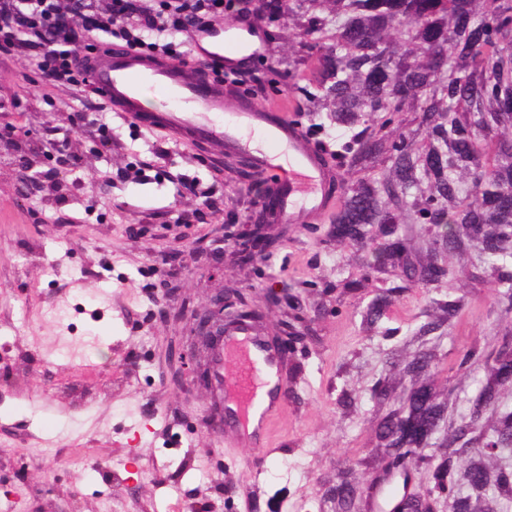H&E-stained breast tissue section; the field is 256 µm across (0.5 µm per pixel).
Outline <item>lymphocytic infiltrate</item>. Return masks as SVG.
Here are the masks:
<instances>
[{"instance_id":"lymphocytic-infiltrate-1","label":"lymphocytic infiltrate","mask_w":512,"mask_h":512,"mask_svg":"<svg viewBox=\"0 0 512 512\" xmlns=\"http://www.w3.org/2000/svg\"><path fill=\"white\" fill-rule=\"evenodd\" d=\"M289 9V0H0V58L30 57L40 76L35 92L71 86L83 98L91 91L79 56L113 36L135 50L155 32L180 36L186 45L226 16L276 18Z\"/></svg>"}]
</instances>
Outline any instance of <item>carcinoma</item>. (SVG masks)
Listing matches in <instances>:
<instances>
[{
	"label": "carcinoma",
	"instance_id": "carcinoma-1",
	"mask_svg": "<svg viewBox=\"0 0 512 512\" xmlns=\"http://www.w3.org/2000/svg\"><path fill=\"white\" fill-rule=\"evenodd\" d=\"M307 25L299 43L318 39L336 21L335 43L320 54L317 93L308 113L353 131L336 149L360 177L345 187L333 220L336 243L384 239L377 263L363 278L393 268L425 288L448 279L445 254L476 249L497 283L493 309L512 316V0H492L491 20L475 22L480 0H295ZM410 26L409 39L393 37ZM401 112L418 123L408 138L392 140ZM429 140L416 147V137ZM419 195L411 191L420 185ZM413 199H408V196ZM422 220L429 247H415L401 225ZM448 230L442 232V225ZM465 297L433 298L415 335L451 326ZM438 349L425 344L371 388L378 412L376 446L363 459L376 473H416L427 488L398 500L401 512H434L446 495L453 512H500L512 502V328L486 350L474 343L458 356V370L482 367L468 411L457 417L455 387L448 397L434 385ZM464 480L470 493L460 491ZM375 493L353 470L329 487L333 512H357Z\"/></svg>",
	"mask_w": 512,
	"mask_h": 512
}]
</instances>
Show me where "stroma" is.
I'll return each mask as SVG.
<instances>
[{
	"mask_svg": "<svg viewBox=\"0 0 512 512\" xmlns=\"http://www.w3.org/2000/svg\"><path fill=\"white\" fill-rule=\"evenodd\" d=\"M252 24L264 51L246 68L274 84L262 101L308 123L318 55H304L289 77V58L302 55L297 14ZM35 77L29 58L0 64V96H22L20 108L0 111V124L17 127L0 142V512H194L202 503L209 512H332L325 490L373 446L371 387L391 355L417 349L410 332L428 296L447 297L452 281L431 294L396 272L363 281L381 240L336 244L328 217L270 225L279 249L269 261L217 259L225 225L253 223L252 200L269 177L240 178L206 146L187 150L117 118L111 152H98L72 129L84 107L73 90L29 95ZM66 135L80 183L59 188L51 176L65 164L42 145ZM22 161L31 176L23 195ZM211 185L215 214L197 195ZM61 192L72 204H57ZM227 287L252 297L262 335H278L291 302L305 315L304 343L284 356L288 400L266 457L217 441L206 422L212 393L179 362V312ZM494 289L488 278L467 289L460 323L438 339L436 385L459 384L460 413L477 384L457 373L459 351L494 345L504 326ZM385 291L392 303L367 329ZM343 392L353 408L340 407Z\"/></svg>",
	"mask_w": 512,
	"mask_h": 512,
	"instance_id": "obj_1",
	"label": "stroma"
}]
</instances>
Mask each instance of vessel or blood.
I'll return each instance as SVG.
<instances>
[{"label":"vessel or blood","instance_id":"b4317fda","mask_svg":"<svg viewBox=\"0 0 512 512\" xmlns=\"http://www.w3.org/2000/svg\"><path fill=\"white\" fill-rule=\"evenodd\" d=\"M223 29L224 40L213 42L205 57L232 69L246 59L249 26L228 16ZM79 69L123 121L162 134L178 146L205 143L219 161L247 158L256 173L274 175L269 222L315 224L332 210L336 197L330 188L338 175L307 133L286 112L212 81L195 60L102 49L81 54ZM156 89L163 91V100L147 104L148 91ZM256 134L263 136V147L254 146ZM283 166L288 169L284 176L279 173ZM281 363L279 350L255 327L226 326L224 344L213 354L214 377L224 389L214 434L225 446L266 451L269 424L286 403Z\"/></svg>","mask_w":512,"mask_h":512}]
</instances>
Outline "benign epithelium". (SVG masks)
Returning a JSON list of instances; mask_svg holds the SVG:
<instances>
[{"label": "benign epithelium", "mask_w": 512, "mask_h": 512, "mask_svg": "<svg viewBox=\"0 0 512 512\" xmlns=\"http://www.w3.org/2000/svg\"><path fill=\"white\" fill-rule=\"evenodd\" d=\"M265 228L264 224L224 225V250L231 252L240 262L248 261L257 246L268 239ZM240 295L239 289L228 288L209 303L189 311L183 341L187 369L194 381L209 382L210 371L205 366L206 354L224 338V324L240 321L237 314Z\"/></svg>", "instance_id": "obj_1"}]
</instances>
